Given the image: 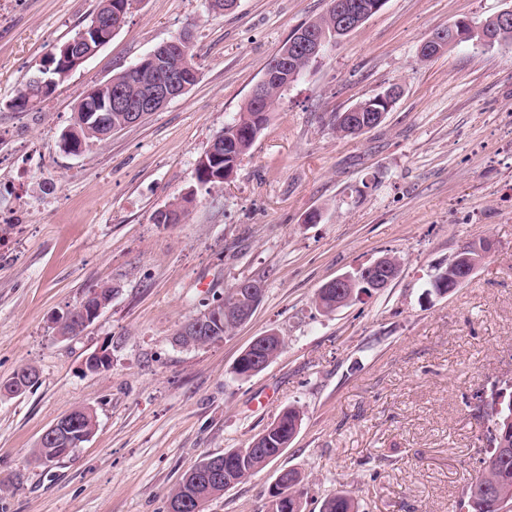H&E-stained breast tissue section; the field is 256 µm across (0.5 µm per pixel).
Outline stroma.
<instances>
[{
    "instance_id": "1",
    "label": "stroma",
    "mask_w": 512,
    "mask_h": 512,
    "mask_svg": "<svg viewBox=\"0 0 512 512\" xmlns=\"http://www.w3.org/2000/svg\"><path fill=\"white\" fill-rule=\"evenodd\" d=\"M98 0H0V512H167L207 456L246 446L288 406L303 414L264 471L206 512H264L278 472L296 469L305 512L336 488L364 512H454L489 449L485 413L512 383V44L463 42L431 60L420 45L512 0H386L277 100L224 183L196 168L238 115L279 47L328 0H133L124 26L36 109L8 103ZM190 32L197 83L81 155L61 145L86 90ZM398 86L383 122L341 138L335 114ZM195 190L188 218L155 214ZM488 240L470 279L440 296L432 277ZM384 291L335 314L322 284L387 255ZM264 292L251 320L201 348L172 338L237 282ZM112 299L77 338L58 317L91 290ZM275 331L281 355L248 378L234 367ZM108 371L85 370L99 349ZM93 436L59 464L35 463L42 434L72 408Z\"/></svg>"
}]
</instances>
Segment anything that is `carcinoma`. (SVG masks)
Segmentation results:
<instances>
[{
  "label": "carcinoma",
  "mask_w": 512,
  "mask_h": 512,
  "mask_svg": "<svg viewBox=\"0 0 512 512\" xmlns=\"http://www.w3.org/2000/svg\"><path fill=\"white\" fill-rule=\"evenodd\" d=\"M132 0H98L95 15L111 17L118 13L128 14ZM486 29L492 38V43L512 44V20L502 23L489 18ZM307 27L323 34L326 45H332L342 34L336 31V10L327 11L307 23ZM313 63V60L301 52L288 57L282 69L279 70L277 82L271 84L267 90L269 104H274L283 91L295 82L302 73ZM42 64L48 65L46 76L50 83L44 87L34 84L28 79L11 101V107L17 109H33L42 103L52 91L72 74L70 61L64 50L60 47L47 56ZM160 73L151 69L140 74L136 70L124 69L112 75V90H120L128 98H135L140 93V87L148 80H157ZM389 103L382 102L379 96H373L356 104L359 116L343 119L341 115L334 116L333 127L339 136L355 137L358 135L361 122L358 117L371 119L375 113L389 112ZM269 112L263 111L248 99L241 108L238 118L226 125L217 138L224 143V147L217 150L216 156L205 152L204 157L198 161L196 169L197 184L209 187L224 182L238 168L243 159L248 156L255 140L268 122ZM127 113L116 108L108 109V92L100 94L99 102L89 112L74 113L70 125L69 146L66 152L73 154L82 152L91 145L101 142L109 137L108 131L124 128ZM193 202V194L189 193L169 203L170 223L176 224L189 214V207ZM461 263L457 258L448 262V267L438 271L431 281L432 288L439 292L442 282L459 275ZM213 327L209 328L208 341L214 342L223 338L235 329V324L228 318L212 320ZM279 425L262 438L263 449L256 450L252 445L243 448H231L226 455L236 460L232 466V479L236 483H243L266 469L277 459L290 444L295 435L296 423L302 422L300 410L294 407L284 409L279 416ZM37 461L44 465H53L62 461L58 452L50 444L40 443L34 450ZM204 463L197 464L190 472L184 475L170 494L172 499L195 498L206 504L210 500L224 494V482H211L203 476ZM288 488V499L279 500L277 494H269L265 502V512H302V498L304 488L303 478L295 469L286 470L282 477ZM461 512H512V447L497 451L492 448L481 460L478 475L469 482L462 491L459 501ZM320 512H360L357 497L350 490L341 488L335 493L325 497Z\"/></svg>",
  "instance_id": "1"
}]
</instances>
